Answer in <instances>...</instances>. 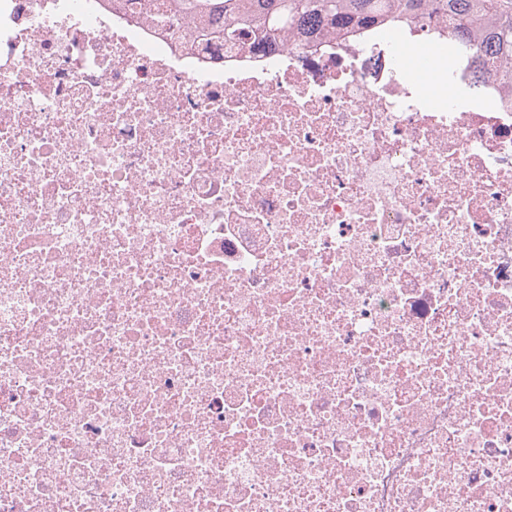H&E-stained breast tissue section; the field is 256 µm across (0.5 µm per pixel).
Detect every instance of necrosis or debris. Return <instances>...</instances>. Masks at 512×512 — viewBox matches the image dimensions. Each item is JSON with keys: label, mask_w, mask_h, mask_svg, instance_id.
<instances>
[{"label": "necrosis or debris", "mask_w": 512, "mask_h": 512, "mask_svg": "<svg viewBox=\"0 0 512 512\" xmlns=\"http://www.w3.org/2000/svg\"><path fill=\"white\" fill-rule=\"evenodd\" d=\"M148 8L0 0V512H512V81Z\"/></svg>", "instance_id": "4bbe7bcc"}]
</instances>
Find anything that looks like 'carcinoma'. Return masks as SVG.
Instances as JSON below:
<instances>
[{"instance_id":"carcinoma-1","label":"carcinoma","mask_w":512,"mask_h":512,"mask_svg":"<svg viewBox=\"0 0 512 512\" xmlns=\"http://www.w3.org/2000/svg\"><path fill=\"white\" fill-rule=\"evenodd\" d=\"M220 12L227 20L222 32L210 28L211 16ZM434 15L452 23L457 45L464 51L474 47L482 64L512 65V0H167L150 11L162 26L176 28L181 20L192 19L205 43L238 34L283 41L309 21L317 29L307 33L326 37L384 23L422 26Z\"/></svg>"}]
</instances>
